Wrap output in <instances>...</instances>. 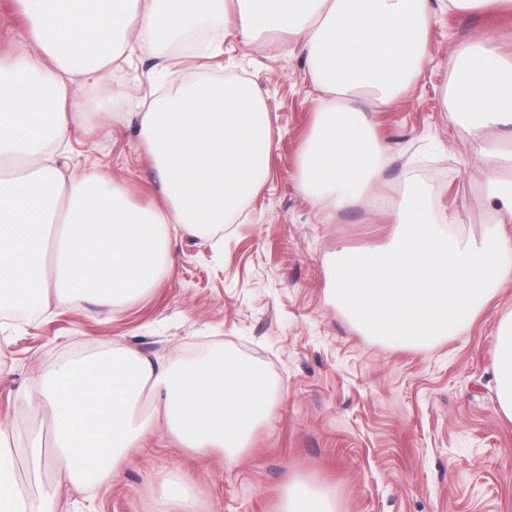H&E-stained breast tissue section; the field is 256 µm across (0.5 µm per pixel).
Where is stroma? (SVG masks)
I'll use <instances>...</instances> for the list:
<instances>
[{
  "instance_id": "obj_1",
  "label": "stroma",
  "mask_w": 512,
  "mask_h": 512,
  "mask_svg": "<svg viewBox=\"0 0 512 512\" xmlns=\"http://www.w3.org/2000/svg\"><path fill=\"white\" fill-rule=\"evenodd\" d=\"M25 21L17 0H0V51L21 54ZM217 58L166 52V66L128 58L103 82L79 90L109 111L75 126L70 156L109 173L137 206H163L149 152L134 123L113 113L162 94L195 74L251 81L274 131L264 161L269 176L243 215L219 235L174 233L170 268L142 296L109 308L77 300L63 310L0 319V421L19 436L42 412L19 399L38 371L107 346L154 361L191 358L214 346L262 366L277 379V402L250 448L192 458L164 428L148 434L118 475L96 489L65 484L60 512H156L158 475L191 485L189 512H277L289 478L322 484L339 512H512V421L500 412L491 362L497 320L512 311V281L471 329L430 348L384 345L363 336L330 299L327 260L338 246L385 245L394 227L367 202L319 213L301 192L298 160L314 119L299 52L263 41L249 45L212 28ZM478 35L512 53V12H439L428 31L433 54L419 80L369 119L387 150L376 198L400 196L413 179L427 183L437 210L481 235L488 201L469 155L471 134L450 122L444 93L456 68L454 48Z\"/></svg>"
}]
</instances>
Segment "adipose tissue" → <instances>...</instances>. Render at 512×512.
Here are the masks:
<instances>
[{
    "instance_id": "obj_1",
    "label": "adipose tissue",
    "mask_w": 512,
    "mask_h": 512,
    "mask_svg": "<svg viewBox=\"0 0 512 512\" xmlns=\"http://www.w3.org/2000/svg\"><path fill=\"white\" fill-rule=\"evenodd\" d=\"M488 0H19L30 37L0 56V308L44 313L82 296L118 306L145 294L168 267L175 227L215 231L233 223L264 181L274 137L266 105L245 80L196 79L140 103V141L159 173L165 205L132 206L105 173L58 165L72 126L97 118L73 89L101 81L128 53L162 46L220 23L243 44L288 35L317 92L298 181L325 216L371 194L385 149L359 98L395 103L432 61L427 33L437 10H477ZM447 97L451 121L478 132L480 185L493 204L483 235L437 213L420 181L385 214L396 230L371 250L329 257L336 306L364 335L422 348L459 334L512 280V55L478 36L455 51ZM501 413L512 420V311L491 345ZM163 411L168 434L196 457L244 452L276 402L262 368L216 352L156 363L101 349L39 372L26 406L48 415L49 437L28 445L33 473L106 484ZM13 428L0 422V512H56L57 491L14 472ZM279 512H338L326 487L288 481Z\"/></svg>"
}]
</instances>
